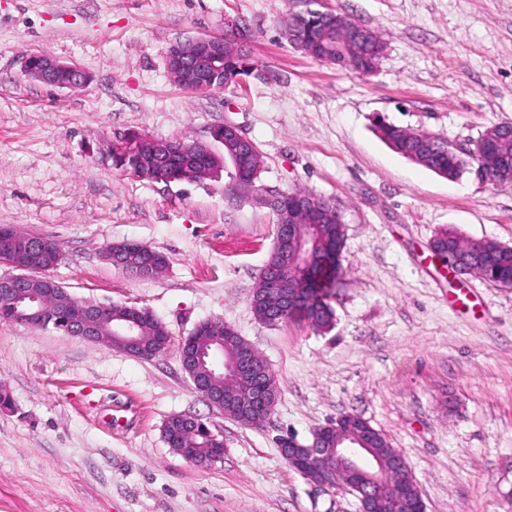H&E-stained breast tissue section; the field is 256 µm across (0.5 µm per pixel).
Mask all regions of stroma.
<instances>
[{
	"label": "stroma",
	"mask_w": 512,
	"mask_h": 512,
	"mask_svg": "<svg viewBox=\"0 0 512 512\" xmlns=\"http://www.w3.org/2000/svg\"><path fill=\"white\" fill-rule=\"evenodd\" d=\"M307 0H0V224L54 239L52 277L76 298L144 307L170 335L142 359L52 328L0 321V512H358L284 459L354 414L404 455L425 512H512V288L460 280L434 257L444 228L512 247V186L475 167L448 179L392 151L377 122L459 150L512 124V0H318L385 46L370 74L318 61L285 37ZM250 36L251 72L217 92L170 80L171 43ZM46 51L89 76L76 89L28 79ZM229 122L262 159L253 189L227 171L149 183L115 169L136 130L203 140ZM306 190L345 223L330 331L257 319L251 294L276 217L261 196ZM134 241L168 258L153 278L105 262ZM467 294L466 304L457 297ZM233 326L274 372L267 421L245 425L197 394L178 348L203 320ZM201 418L224 456L199 466L162 427Z\"/></svg>",
	"instance_id": "35a3bbf8"
}]
</instances>
